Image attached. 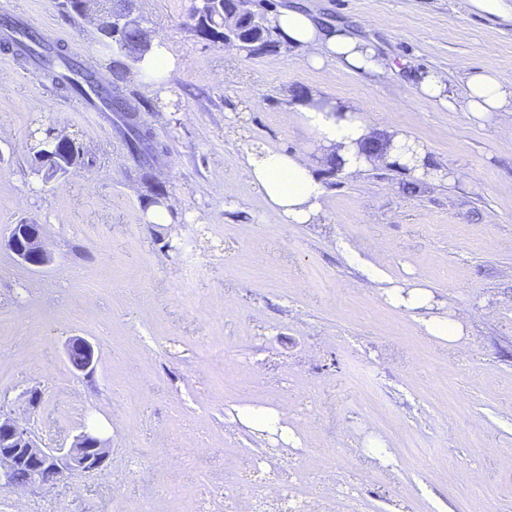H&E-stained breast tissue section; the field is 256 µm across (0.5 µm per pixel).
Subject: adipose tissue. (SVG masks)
Listing matches in <instances>:
<instances>
[{"label":"adipose tissue","mask_w":512,"mask_h":512,"mask_svg":"<svg viewBox=\"0 0 512 512\" xmlns=\"http://www.w3.org/2000/svg\"><path fill=\"white\" fill-rule=\"evenodd\" d=\"M269 23L288 45L306 49V60L314 68L334 64L378 79L388 71L373 43L328 24L299 0L279 9ZM416 81L419 94L441 109H460L478 119L512 109V74L492 65L470 73L459 97L449 93L448 77L442 71L418 73ZM293 110L343 172L372 166V159L358 150L359 141L369 137L371 130L357 105L311 91L296 99ZM245 162L253 185L267 202L270 219L285 224L316 222L325 188L304 157L253 146L246 150Z\"/></svg>","instance_id":"ef3b65f1"}]
</instances>
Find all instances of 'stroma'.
I'll use <instances>...</instances> for the list:
<instances>
[{
    "mask_svg": "<svg viewBox=\"0 0 512 512\" xmlns=\"http://www.w3.org/2000/svg\"><path fill=\"white\" fill-rule=\"evenodd\" d=\"M302 2L374 43L390 76L314 69L279 39L232 52L197 38L192 0H135L178 60L164 91L121 84L162 149L168 224L146 223L115 123L0 48V235L44 225L54 257L34 271L0 249V405L50 448L92 424L111 440L101 472L2 488L0 512H245L270 482L344 512H512V112L440 110L410 82L439 69L460 96L466 68L512 73V21L457 0ZM15 13L111 80L112 52L63 0H0V19ZM299 87L358 105L374 133L407 132L440 175L332 171L290 110ZM39 127L85 150L47 185L32 172ZM250 145L313 165L318 223L268 219ZM414 283L431 313L468 320L466 336L442 342L388 303V285ZM75 336L99 351L91 375L66 361ZM219 340L223 356L207 354ZM31 388L34 406L19 398ZM246 405L275 411L296 443L247 425Z\"/></svg>",
    "mask_w": 512,
    "mask_h": 512,
    "instance_id": "stroma-1",
    "label": "stroma"
}]
</instances>
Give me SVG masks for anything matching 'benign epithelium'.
<instances>
[{
  "mask_svg": "<svg viewBox=\"0 0 512 512\" xmlns=\"http://www.w3.org/2000/svg\"><path fill=\"white\" fill-rule=\"evenodd\" d=\"M238 13L224 16V30H236L241 21L251 15L250 0H240ZM75 12L84 18H91L106 37L125 26L141 28V40L136 51L143 52L150 47V31L142 28L139 18L132 16L128 9L104 8V0H78ZM52 139L73 144V153L61 159L53 152L34 156L35 167L43 171L44 181L49 183L63 177L76 168L84 155L81 146L70 137L50 131ZM387 141L377 136L361 145L362 153L368 157L385 155ZM5 247L21 264L32 269H42L53 263V256L46 246L44 228L40 224H12L7 236L0 238ZM85 353L86 358L80 373L90 375L95 370L97 353L95 346L83 337H73L66 346V355L72 350ZM110 454L109 439L94 427H83L68 448H49L42 444L28 423L13 416L0 406V487L7 486L23 492H37L73 475L93 474L103 470ZM27 464L32 475L29 481L18 484L14 478L16 469Z\"/></svg>",
  "mask_w": 512,
  "mask_h": 512,
  "instance_id": "7a95c632",
  "label": "benign epithelium"
}]
</instances>
